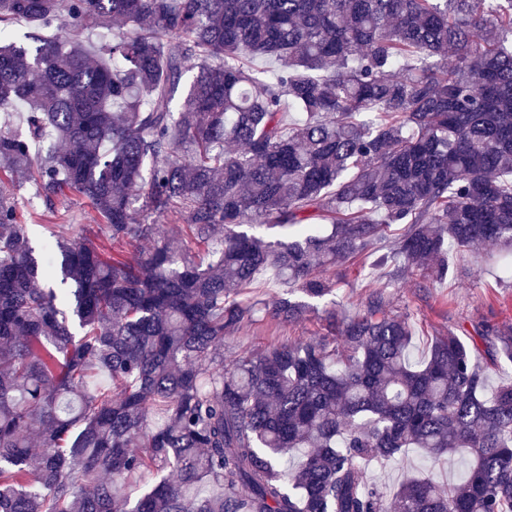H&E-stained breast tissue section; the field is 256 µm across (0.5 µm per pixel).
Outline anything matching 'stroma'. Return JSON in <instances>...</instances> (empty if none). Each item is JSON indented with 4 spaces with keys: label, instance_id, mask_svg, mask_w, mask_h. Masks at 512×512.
Returning a JSON list of instances; mask_svg holds the SVG:
<instances>
[{
    "label": "stroma",
    "instance_id": "1",
    "mask_svg": "<svg viewBox=\"0 0 512 512\" xmlns=\"http://www.w3.org/2000/svg\"><path fill=\"white\" fill-rule=\"evenodd\" d=\"M17 200L28 214L26 224L34 245L51 241V228L57 224L70 225L74 236L91 237L97 231L98 218L88 201L78 193H68L57 202L54 213L42 217L36 214L41 204L34 185L21 186ZM375 260V255L369 254L363 261L325 270V277L335 283L336 291L314 301L303 321L287 325L265 317L245 324L238 333L225 339V363H232L243 352L256 351L271 343L295 344L326 335L329 309L346 315L357 314L363 308L370 287L378 285L386 286L395 310L410 312L416 330L411 352L417 361L428 356L434 337L468 330L481 323L512 325V279L500 278L497 249L486 247L457 255L455 277L442 283L420 275L390 277L388 268L375 267ZM465 467V462L458 459L430 465L418 449L412 448L397 461L371 464L367 476L382 490L391 493L405 476L430 468L441 483L460 482Z\"/></svg>",
    "mask_w": 512,
    "mask_h": 512
}]
</instances>
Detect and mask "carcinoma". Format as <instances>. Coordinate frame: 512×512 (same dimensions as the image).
<instances>
[{"label":"carcinoma","instance_id":"cac0c4a2","mask_svg":"<svg viewBox=\"0 0 512 512\" xmlns=\"http://www.w3.org/2000/svg\"><path fill=\"white\" fill-rule=\"evenodd\" d=\"M88 19L132 33L56 34ZM19 107L0 126V512H512V380L485 394L512 329L438 336L417 365L378 287L330 335L224 365L256 313L309 312L262 306L260 274L323 298L321 271L393 224L377 264L396 277L512 248V0H0V111ZM22 178L50 213L82 195L97 236L37 252ZM261 224L301 232L243 230ZM408 448L470 463L388 497L366 466Z\"/></svg>","mask_w":512,"mask_h":512}]
</instances>
